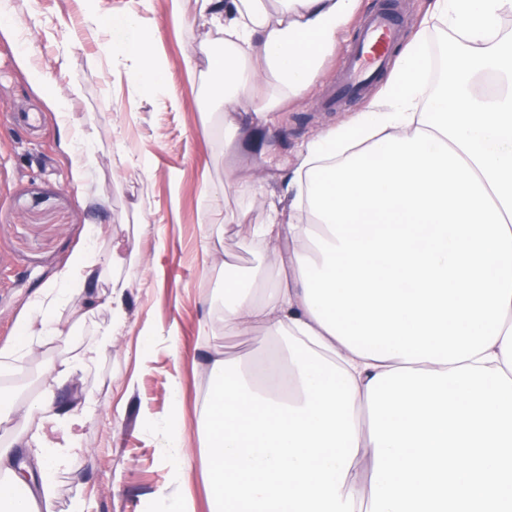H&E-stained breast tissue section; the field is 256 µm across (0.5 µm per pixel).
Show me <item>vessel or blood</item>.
<instances>
[{"label":"vessel or blood","mask_w":512,"mask_h":512,"mask_svg":"<svg viewBox=\"0 0 512 512\" xmlns=\"http://www.w3.org/2000/svg\"><path fill=\"white\" fill-rule=\"evenodd\" d=\"M402 27L388 12L371 14L354 39L347 64L337 84L328 95V105L359 98L394 65V50Z\"/></svg>","instance_id":"1"}]
</instances>
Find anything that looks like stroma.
<instances>
[{
	"label": "stroma",
	"instance_id": "obj_1",
	"mask_svg": "<svg viewBox=\"0 0 512 512\" xmlns=\"http://www.w3.org/2000/svg\"><path fill=\"white\" fill-rule=\"evenodd\" d=\"M431 4L359 0L320 80L284 99L263 126V151L250 143L251 125L218 100L211 67L224 54V38L199 0H39L43 16L71 19L75 40L64 50L31 29L35 54L27 61L12 23L0 20V346L16 339L36 292L90 247L122 258L115 272L128 282L124 307L134 324L111 356L62 392L71 407L94 396L98 412L72 464L52 474L55 512H72L79 498L92 512H153L167 477L158 431L173 415L195 450L188 487L195 512H209L201 406L210 360L219 352L230 362H256L275 344L263 326L224 333L226 274H261L271 283L279 270L277 254L255 243L268 210L237 181L263 172L267 200L278 201L317 130L366 105L362 98L337 109L322 105L361 21L390 8L411 36ZM131 10L155 35L163 67L161 79L145 86L135 82L132 64H112L102 52L104 28L82 23L89 14L105 27ZM52 86L79 88L68 117L52 106ZM68 124L96 137V165L82 183L73 180L63 145ZM140 253L159 255V265H139ZM172 327L180 336L175 350L164 338Z\"/></svg>",
	"mask_w": 512,
	"mask_h": 512
}]
</instances>
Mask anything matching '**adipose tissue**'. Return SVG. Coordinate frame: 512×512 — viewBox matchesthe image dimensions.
<instances>
[{
	"instance_id": "obj_1",
	"label": "adipose tissue",
	"mask_w": 512,
	"mask_h": 512,
	"mask_svg": "<svg viewBox=\"0 0 512 512\" xmlns=\"http://www.w3.org/2000/svg\"><path fill=\"white\" fill-rule=\"evenodd\" d=\"M203 0L224 35L213 76L224 103L267 122L283 95L321 76L323 59L358 0ZM512 0H434L424 29L399 53L390 90L324 129L294 171L287 209L270 206L258 233L285 273L264 301L255 280L224 282V331L265 325L283 352L242 372L216 357L204 404L211 512H366L374 444L367 385L396 367L501 368L512 377V37L500 21ZM453 33L445 80L423 82L430 29ZM109 47L136 61L142 80L161 67L135 13L113 17ZM275 78L280 94L265 91ZM101 258L69 262L37 291L0 375L38 362L28 400L0 402V512H54L52 472L77 454L95 406H61L65 385L111 351L127 324L124 283L93 294ZM75 296L110 319L82 347L58 314ZM168 466L157 512H195L186 487L194 451L179 421L161 430Z\"/></svg>"
}]
</instances>
